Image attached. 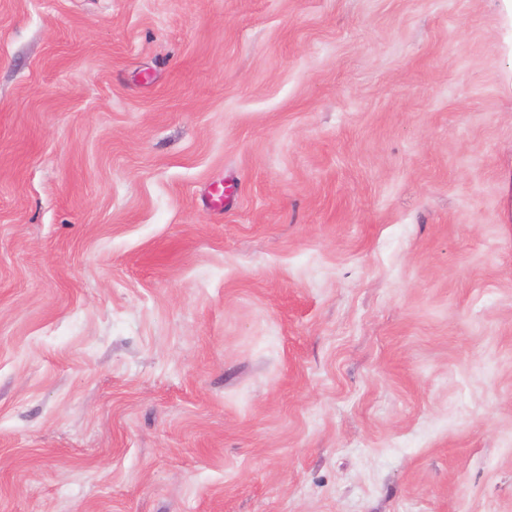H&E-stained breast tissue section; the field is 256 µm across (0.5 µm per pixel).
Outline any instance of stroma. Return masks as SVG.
Returning a JSON list of instances; mask_svg holds the SVG:
<instances>
[{
    "label": "stroma",
    "mask_w": 512,
    "mask_h": 512,
    "mask_svg": "<svg viewBox=\"0 0 512 512\" xmlns=\"http://www.w3.org/2000/svg\"><path fill=\"white\" fill-rule=\"evenodd\" d=\"M0 512H512L501 0H0Z\"/></svg>",
    "instance_id": "stroma-1"
}]
</instances>
